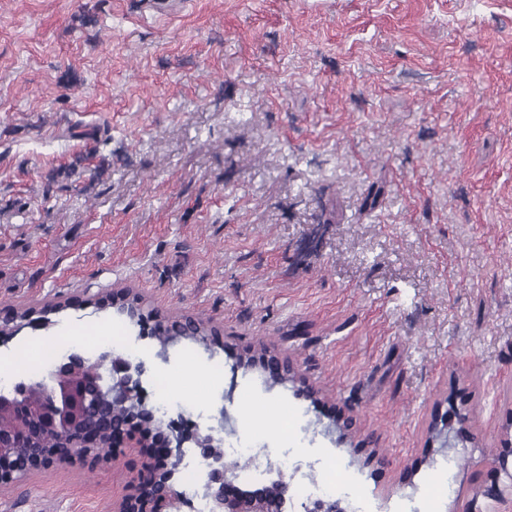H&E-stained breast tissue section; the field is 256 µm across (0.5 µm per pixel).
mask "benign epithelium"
Listing matches in <instances>:
<instances>
[{"mask_svg": "<svg viewBox=\"0 0 512 512\" xmlns=\"http://www.w3.org/2000/svg\"><path fill=\"white\" fill-rule=\"evenodd\" d=\"M0 323L10 326L13 335L29 325H44L41 320L33 321L27 315L20 317L12 312L1 316ZM242 360L248 368L258 366L273 373L277 381H298L290 361L269 351L246 353ZM143 372V363H134L111 350L95 358L72 351L45 375L23 379L10 390H0V485L10 484L39 467L47 468L79 455L97 453L136 434L139 444L157 449V454L135 492L124 499L118 512H181L183 502L175 488L174 477L180 465L181 449L189 442L198 445L200 456L207 461L205 495L211 512H278L282 509L290 493V484L282 480L255 495H244L235 489L224 469L223 459L211 453L210 445L218 438L214 430H209V438L201 444V431L195 426L170 423L157 433L144 429L142 418L151 416L152 411L142 399L140 377ZM34 391L39 393L35 402L30 399ZM134 396L141 399V417L112 431L110 440L102 441L98 431L87 427L89 416L104 399L126 402ZM22 414L33 419L39 436L57 442L51 453L32 449V463L25 469L16 466L12 450L29 435V428H3V424ZM511 458L512 448H504L496 459L499 471L505 474L509 484L495 482L483 489L487 498L499 504L512 505V470L508 467Z\"/></svg>", "mask_w": 512, "mask_h": 512, "instance_id": "7a95c632", "label": "benign epithelium"}]
</instances>
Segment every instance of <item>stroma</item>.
<instances>
[{"instance_id": "1", "label": "stroma", "mask_w": 512, "mask_h": 512, "mask_svg": "<svg viewBox=\"0 0 512 512\" xmlns=\"http://www.w3.org/2000/svg\"><path fill=\"white\" fill-rule=\"evenodd\" d=\"M202 320L160 350L98 310ZM0 345L126 332L207 430L361 512H494L512 440V0H0ZM289 358L322 397L230 354ZM468 411L459 429L453 409ZM358 447L326 434L335 413ZM456 446L429 441L432 419ZM327 470L313 468L317 459ZM149 455L0 486V512H117ZM509 457H511V469L509 471ZM496 462L498 464V469L500 472H503L505 476L509 480V484L502 486L499 483L494 482L490 486H486L482 489L483 494L489 498L494 500L499 504H510V510L508 511H500V512H511L512 511V448H503L499 453ZM509 497H508V496Z\"/></svg>"}]
</instances>
